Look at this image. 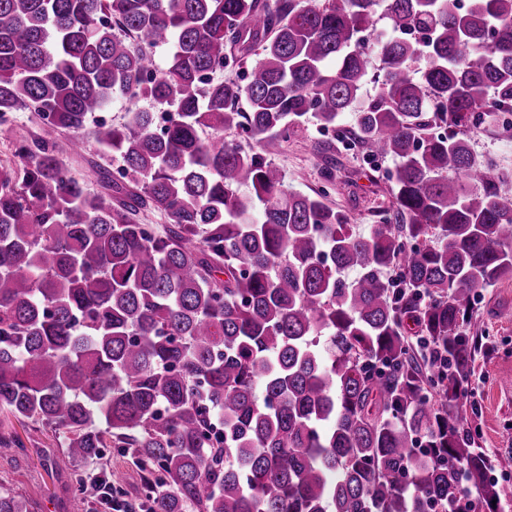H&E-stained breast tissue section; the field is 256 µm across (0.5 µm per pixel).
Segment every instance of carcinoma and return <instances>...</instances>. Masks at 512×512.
I'll use <instances>...</instances> for the list:
<instances>
[{"mask_svg":"<svg viewBox=\"0 0 512 512\" xmlns=\"http://www.w3.org/2000/svg\"><path fill=\"white\" fill-rule=\"evenodd\" d=\"M255 50L246 83L214 79ZM118 100L122 125L95 118ZM141 100L167 106L162 127ZM19 111L38 132L0 164V413L63 436L77 495L123 512L501 501L490 473L512 455L474 447L465 405L476 294L512 279V173L467 133L512 112V0H0V126ZM310 122L397 162L368 231L268 161ZM70 132L98 150V192L57 158ZM110 448L143 473L136 506ZM0 512L27 502L0 490Z\"/></svg>","mask_w":512,"mask_h":512,"instance_id":"obj_1","label":"carcinoma"}]
</instances>
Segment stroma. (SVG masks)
<instances>
[{
    "mask_svg": "<svg viewBox=\"0 0 512 512\" xmlns=\"http://www.w3.org/2000/svg\"><path fill=\"white\" fill-rule=\"evenodd\" d=\"M469 144L477 157L512 172V112L472 129ZM270 160L288 189L326 190L330 205L355 217L359 231L377 223L391 200L393 159L366 157L313 124L291 135ZM468 334L476 342V395L467 408L475 440L489 455H512V279L480 290ZM3 430L15 433L24 448L0 457V486L22 495L29 512H88L69 475L54 466L62 438L2 414Z\"/></svg>",
    "mask_w": 512,
    "mask_h": 512,
    "instance_id": "35a3bbf8",
    "label": "stroma"
}]
</instances>
